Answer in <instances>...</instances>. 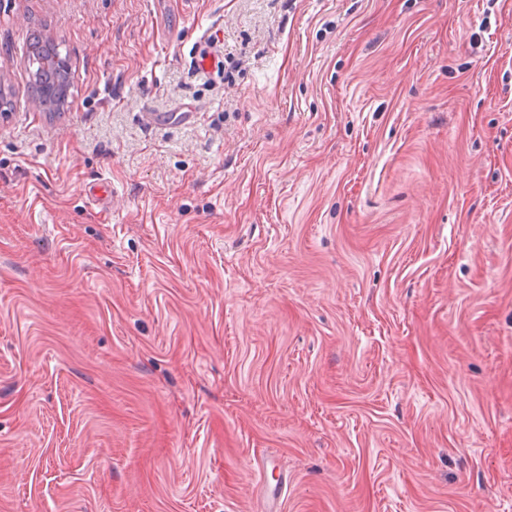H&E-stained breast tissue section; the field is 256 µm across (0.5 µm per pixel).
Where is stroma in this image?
I'll use <instances>...</instances> for the list:
<instances>
[{
  "label": "stroma",
  "instance_id": "1",
  "mask_svg": "<svg viewBox=\"0 0 512 512\" xmlns=\"http://www.w3.org/2000/svg\"><path fill=\"white\" fill-rule=\"evenodd\" d=\"M0 89V512H512V0H0ZM28 59L36 68L29 73V87L34 99L46 102L48 111L58 110L68 99L71 73L67 61L60 56L56 44L42 37H33L28 46ZM45 60H51L49 67Z\"/></svg>",
  "mask_w": 512,
  "mask_h": 512
}]
</instances>
